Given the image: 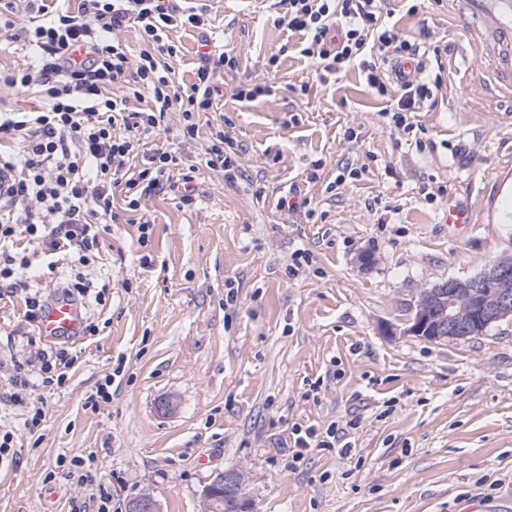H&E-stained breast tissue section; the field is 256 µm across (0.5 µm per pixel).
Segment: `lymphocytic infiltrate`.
Here are the masks:
<instances>
[{"label": "lymphocytic infiltrate", "mask_w": 512, "mask_h": 512, "mask_svg": "<svg viewBox=\"0 0 512 512\" xmlns=\"http://www.w3.org/2000/svg\"><path fill=\"white\" fill-rule=\"evenodd\" d=\"M55 0H39L26 25L16 26L0 11V31L35 51L32 67L0 72V85L36 87L44 99L37 111L0 113V169L11 182L0 188V300L21 298L23 318L36 323L47 299L32 289L31 269H55L54 256L65 251L75 272L59 277L57 291L75 301L106 300L107 285L88 282L82 267L100 253L105 236L118 219L116 193L128 211H138L143 196L177 194L192 201L195 173L209 171L233 182L243 176L240 147L230 122L216 116L223 69L235 66L220 51L203 52L189 87H178L166 60L175 56L172 31L205 28L201 14L182 0H80L64 11ZM277 25L298 34L296 49L308 59L320 80L341 79L360 69L368 87L391 104L380 116L391 129L410 134L413 116L431 96L428 82L410 78L390 82L389 57L415 58L411 43L384 14V0H273ZM137 28L146 49L129 59L118 34ZM85 59H76V52ZM127 88L124 97L112 87ZM141 101L138 109L130 100ZM183 120L179 144L158 145L154 138L169 113ZM208 137L193 156L184 151L196 141L200 125ZM40 365L29 370L17 360L0 362L7 388L0 405L19 410L20 427L0 426V462L12 459L18 430L36 434L44 413L34 398L38 390L63 386L78 361L66 346L39 353Z\"/></svg>", "instance_id": "1"}]
</instances>
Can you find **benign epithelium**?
<instances>
[{
	"label": "benign epithelium",
	"instance_id": "1",
	"mask_svg": "<svg viewBox=\"0 0 512 512\" xmlns=\"http://www.w3.org/2000/svg\"><path fill=\"white\" fill-rule=\"evenodd\" d=\"M512 262L499 257L486 264L476 276L470 287L475 288L483 279L498 275H507ZM512 314V295L502 294L497 302L477 304L466 322L458 321L447 309L421 304L414 313L405 333L421 339L441 341L445 338L457 340L468 336L485 334L495 324ZM204 512H221L223 506H233L232 512H253L249 499L241 494L238 486L237 472L222 471L214 474L202 487L200 492ZM131 512H161L157 501L144 494L130 504Z\"/></svg>",
	"mask_w": 512,
	"mask_h": 512
}]
</instances>
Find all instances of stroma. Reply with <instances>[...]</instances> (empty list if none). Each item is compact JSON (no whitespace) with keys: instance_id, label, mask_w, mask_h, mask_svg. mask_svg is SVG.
Segmentation results:
<instances>
[{"instance_id":"35a3bbf8","label":"stroma","mask_w":512,"mask_h":512,"mask_svg":"<svg viewBox=\"0 0 512 512\" xmlns=\"http://www.w3.org/2000/svg\"><path fill=\"white\" fill-rule=\"evenodd\" d=\"M188 2L236 61L218 109L246 175H200L189 204L152 194L131 213L115 198L120 218L85 269L110 280L105 305L81 307L99 331L76 342L65 386L45 393L38 437L20 434L0 464V512H97L104 496L126 512L143 493L162 512H203L198 492L222 470L245 473L255 512H512V322L441 343L405 333L422 289L512 254V81L496 67L512 56V23L474 0L416 16L387 0L424 51L423 75L441 78L407 137L384 124L389 101L357 70L320 81L268 0L243 13L235 0ZM200 33L171 35L181 84L194 80ZM251 82L271 94L237 101ZM317 161L320 180L306 182ZM347 166L361 180L328 190ZM282 199L308 201L313 217ZM452 199L473 212L458 234ZM302 246L315 261L289 278ZM22 309L0 301V355L34 370L48 342ZM111 373V401L86 407ZM356 414L347 450L318 448L289 468L293 427L322 432ZM64 454L92 456L85 478Z\"/></svg>"}]
</instances>
